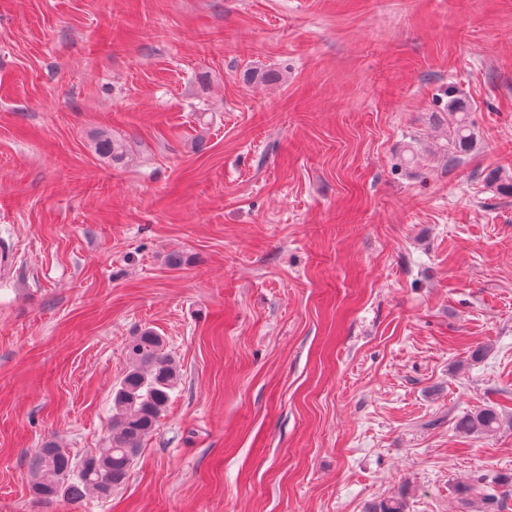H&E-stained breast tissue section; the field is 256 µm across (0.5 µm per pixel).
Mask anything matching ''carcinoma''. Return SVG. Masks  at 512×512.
Here are the masks:
<instances>
[{
  "label": "carcinoma",
  "instance_id": "obj_1",
  "mask_svg": "<svg viewBox=\"0 0 512 512\" xmlns=\"http://www.w3.org/2000/svg\"><path fill=\"white\" fill-rule=\"evenodd\" d=\"M448 107L456 115L454 147H464L472 137L469 125L456 101H450ZM95 149L112 161L127 155L126 144L107 134L97 140ZM126 352L129 367L113 392L115 414L105 446L75 459L57 444H45L29 460L36 500L76 502L88 494L107 498L127 479L141 441L154 430L168 406L178 371L174 360L162 352V338L149 328L130 338ZM499 422V414L486 408L462 417L457 428L483 433L497 428Z\"/></svg>",
  "mask_w": 512,
  "mask_h": 512
}]
</instances>
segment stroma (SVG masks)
Listing matches in <instances>:
<instances>
[{
	"mask_svg": "<svg viewBox=\"0 0 512 512\" xmlns=\"http://www.w3.org/2000/svg\"><path fill=\"white\" fill-rule=\"evenodd\" d=\"M510 184L512 0H0V512H512ZM145 328L127 480L38 503ZM97 153L112 161H120L127 155L126 144L110 135H102L96 142ZM499 422V414L493 409L486 408L462 417L457 423V428L465 433H483L497 428Z\"/></svg>",
	"mask_w": 512,
	"mask_h": 512,
	"instance_id": "obj_1",
	"label": "stroma"
}]
</instances>
